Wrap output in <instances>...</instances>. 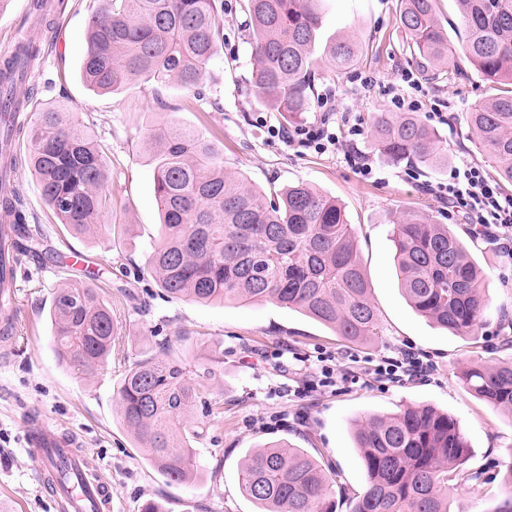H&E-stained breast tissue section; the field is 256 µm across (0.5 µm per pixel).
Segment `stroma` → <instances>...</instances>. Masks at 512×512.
<instances>
[{
  "label": "stroma",
  "mask_w": 512,
  "mask_h": 512,
  "mask_svg": "<svg viewBox=\"0 0 512 512\" xmlns=\"http://www.w3.org/2000/svg\"><path fill=\"white\" fill-rule=\"evenodd\" d=\"M28 3L0 0V62L30 28ZM246 4L224 0V40L198 96L173 83L160 86L143 79L114 94L89 90L80 77V61L88 17L103 0H64L46 19L52 38L31 69L27 109L63 104L103 145L113 209L101 229L71 234L47 209L33 171L25 166L17 171L29 220L45 225L47 240L42 254L24 256L18 271L20 331L13 338L0 337V502L10 512H56L26 450L29 430L48 423L74 432L91 466L111 482L112 512H143L150 501L161 503L165 512H257L241 491L240 463L252 449L282 440L306 449L335 478L337 512H349L364 485L354 444L358 421L428 404L457 418L471 446L466 467L480 478V493L462 489L450 496V512H493L512 494L503 482L512 466V412L474 397L459 374L475 360L512 359V346L501 341L503 319L512 320V259L502 252L495 230L480 233L465 218L449 215L447 204L428 188L447 181L451 167L464 161L482 163L486 175H493L473 146L464 115L494 89L466 62L454 71L424 74L396 27L398 0H318L322 37L357 36L363 51L350 70L318 87L303 124L326 116L339 127L349 119L365 123L372 113L394 111L387 86L397 83V94L415 97L400 79L409 71L429 100L450 105L452 125L437 127L449 165L428 170L391 162L374 149L368 132L324 153L290 148L269 137L268 126H282L283 120L250 86L254 60ZM328 94L335 97L330 113L321 106ZM165 123L203 133L217 146L225 170L263 189L269 200L299 181L335 197L356 230L380 336L367 344L349 343L318 322L269 303L200 304L165 296L147 268L161 215L146 139L148 130ZM357 154L380 169V180L361 177L351 161ZM402 211L449 225L486 272L490 305L475 335L439 329L407 304L389 236L390 220ZM91 273L112 308L121 347L105 369L84 380L59 363L48 314L57 288ZM219 350L224 353L220 360L215 357ZM404 351L428 364L423 376L391 383L375 374L383 358ZM162 354L196 371H212V412L197 406L190 413L205 424L196 444L200 474L190 484L160 475L118 415L115 391L124 371ZM325 365L334 370L327 387L319 384Z\"/></svg>",
  "instance_id": "stroma-1"
}]
</instances>
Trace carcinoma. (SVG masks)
<instances>
[{"label":"carcinoma","instance_id":"1","mask_svg":"<svg viewBox=\"0 0 512 512\" xmlns=\"http://www.w3.org/2000/svg\"><path fill=\"white\" fill-rule=\"evenodd\" d=\"M88 21L81 77L98 92H115L142 78L194 91L223 39L224 0H106ZM317 0H248L254 65L251 85L266 105L294 121L302 117L324 74L350 69L359 40L341 36L313 57L322 25ZM461 40L448 42L436 0H399L397 29L412 59L434 70L457 67L460 56L498 87L465 113L479 153L499 180L512 185V0H456ZM40 48L21 45L0 68V135L24 129L27 164L59 223L84 234L112 213L103 148L60 106L34 113L30 127L15 120L26 64ZM372 137L394 162L426 168L448 164L438 131L415 113L376 112ZM152 148L160 240L149 272L167 295L200 303L269 301L300 311L352 343L379 335V315L364 278L355 229L340 203L305 182L280 192L279 202L224 171L205 137L173 124L157 125ZM0 212L16 232L17 254L37 252L45 237L23 210L19 188L0 176ZM390 224L399 285L410 306L439 328L473 335L489 299L484 271L445 224L404 211ZM52 343L61 364L84 378L110 356L116 325L112 308L86 281L56 289L50 307ZM207 371L166 358L141 359L117 387L118 411L148 462L168 481L197 478L191 440L204 436L188 413L208 396ZM463 385L489 405L512 409V360L471 362ZM365 483L351 512H449L450 494L480 491L464 469L471 447L458 420L429 405H406L372 415L355 429ZM243 493L260 512H336L334 480L302 448L286 442L248 452L239 470Z\"/></svg>","mask_w":512,"mask_h":512}]
</instances>
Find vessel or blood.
<instances>
[{
    "label": "vessel or blood",
    "mask_w": 512,
    "mask_h": 512,
    "mask_svg": "<svg viewBox=\"0 0 512 512\" xmlns=\"http://www.w3.org/2000/svg\"><path fill=\"white\" fill-rule=\"evenodd\" d=\"M29 453L42 472H61L50 491L59 512H112V484L93 469L78 437L51 425L29 431Z\"/></svg>",
    "instance_id": "b4317fda"
}]
</instances>
